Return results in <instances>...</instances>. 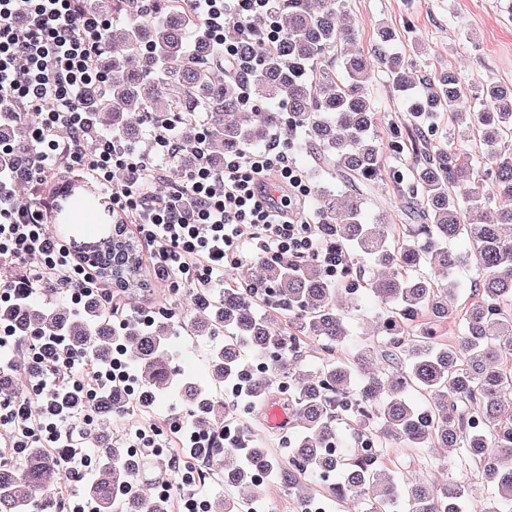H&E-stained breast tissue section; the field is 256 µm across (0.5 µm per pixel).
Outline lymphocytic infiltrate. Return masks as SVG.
Instances as JSON below:
<instances>
[{"label": "lymphocytic infiltrate", "instance_id": "obj_1", "mask_svg": "<svg viewBox=\"0 0 512 512\" xmlns=\"http://www.w3.org/2000/svg\"><path fill=\"white\" fill-rule=\"evenodd\" d=\"M195 17L209 33L224 37V20L234 14L272 20L274 0H190ZM112 25L107 15L79 9L77 0H0V104L8 103L15 119L42 115L34 131L38 145L32 180L55 170L56 129L68 133L67 156L92 176L113 212L123 214L137 238L148 246L156 280L176 285L220 284L228 269L239 267L247 254L274 260L315 259L336 272L345 257L335 244L323 243L309 224L301 203L312 188L289 154V141L274 138L262 150L225 155L222 171L206 160L170 181L162 198L150 197L148 183L155 169L124 147L105 143L87 155L84 142L90 127L77 100L95 71V45ZM142 172L143 181L113 185V168ZM48 202L17 205L0 197V258L14 261L20 273L0 282V304L12 308L30 300L37 288L72 285V302L100 290L95 266L64 237L48 231ZM24 366H38L37 398L18 396L0 401V445L10 457L33 443L64 447L92 428L91 393L129 375L121 363L111 370H91L85 356L61 340L32 336Z\"/></svg>", "mask_w": 512, "mask_h": 512}]
</instances>
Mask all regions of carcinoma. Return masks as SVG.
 Instances as JSON below:
<instances>
[{
  "label": "carcinoma",
  "instance_id": "carcinoma-1",
  "mask_svg": "<svg viewBox=\"0 0 512 512\" xmlns=\"http://www.w3.org/2000/svg\"><path fill=\"white\" fill-rule=\"evenodd\" d=\"M83 10L121 15L125 27L103 34L95 56L98 80L79 103L90 120L88 152L101 139L140 140L149 125L177 136L173 159L191 168L204 151L216 171L224 154L259 148L274 131L302 135L297 148L311 159L316 176L312 205L325 239L336 243L353 274L336 279L315 259L290 263L256 256L241 288H207L191 294L193 336H224L214 355V381L234 390L249 413L263 408L288 380L286 405L293 426L290 451L266 447L249 418L233 404L224 419L236 438L205 449L212 474H229L238 499H212L210 512H236L255 501L277 512L263 496L273 479L296 512L347 505V512H512V369L498 360L512 353V152L499 148L512 138V89L487 84L467 96L453 69L429 77L417 92L405 55L392 50L396 33L378 29L376 44L356 46L352 28L340 24L347 0H285L279 10V41L271 43L252 23L230 17L224 36L259 58L244 73L224 64V45L212 41L188 0H79ZM339 60V68L331 61ZM385 69L405 98L410 144L386 141L377 130L369 86ZM265 104L243 111L242 92ZM41 116L15 121L0 115V167L14 177L15 201L28 202L29 172L36 162L33 132ZM445 124L453 133L435 141ZM487 149L488 167L472 163L465 146L474 137ZM412 153L409 178H394L408 198L413 220L400 228L369 216L371 190L382 179L386 150ZM501 206L494 220L473 213L492 198ZM127 225H112V259L93 255L99 277L115 290L127 316L112 323L102 299L85 298L76 310L22 303L11 315L15 334L63 336L97 368L122 360L136 386L151 393L174 389L193 407L190 426L219 432L206 391L176 382L169 340L179 323L163 298L151 296L141 251ZM460 236L475 251L448 249ZM428 267L430 273L410 277ZM369 290L380 306L377 333L350 338L348 309ZM457 320L455 340L432 325ZM321 341L324 362L312 367L302 345ZM116 383L92 401L97 417L120 412ZM99 458L80 481L81 498L96 512H173L171 498L141 489L142 467L122 448L90 431ZM434 448L455 456L435 463ZM398 451L413 467L391 469ZM54 451L29 448L17 470L0 465V512L57 510L53 490L65 482ZM450 471L430 483L420 471ZM477 471L492 488L472 496L467 475Z\"/></svg>",
  "mask_w": 512,
  "mask_h": 512
}]
</instances>
